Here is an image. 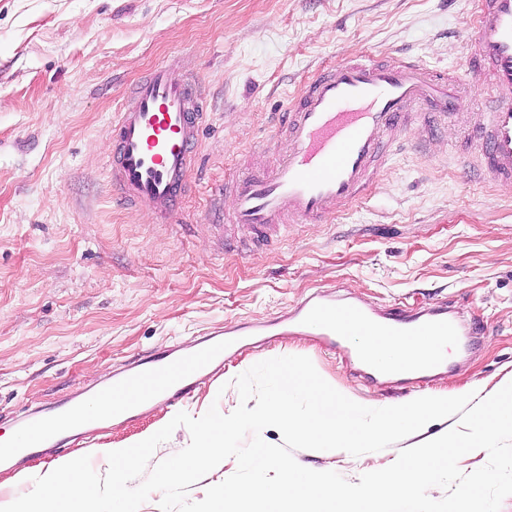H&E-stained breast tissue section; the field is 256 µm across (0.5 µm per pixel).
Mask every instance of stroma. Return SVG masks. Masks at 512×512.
I'll use <instances>...</instances> for the list:
<instances>
[{
	"mask_svg": "<svg viewBox=\"0 0 512 512\" xmlns=\"http://www.w3.org/2000/svg\"><path fill=\"white\" fill-rule=\"evenodd\" d=\"M478 0H0V435L36 410L89 400L136 358L198 342L225 323L260 326L315 291L370 309L450 307L480 333L443 372L362 382L309 335L230 352L180 405L102 421L54 456L0 464V502L32 476L149 433L178 412L234 411L230 384L257 362L302 355L375 406L429 392H494L512 380V192L467 176L447 138L431 155L394 149L369 195L327 224H294L238 257L213 195L275 167L279 113L318 69L362 55L465 67ZM204 83L208 122L176 224L121 208L107 182L108 128L130 86L159 62ZM401 440L350 459L295 451L350 482L391 465Z\"/></svg>",
	"mask_w": 512,
	"mask_h": 512,
	"instance_id": "35a3bbf8",
	"label": "stroma"
}]
</instances>
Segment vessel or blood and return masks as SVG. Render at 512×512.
Here are the masks:
<instances>
[{
  "label": "vessel or blood",
  "mask_w": 512,
  "mask_h": 512,
  "mask_svg": "<svg viewBox=\"0 0 512 512\" xmlns=\"http://www.w3.org/2000/svg\"><path fill=\"white\" fill-rule=\"evenodd\" d=\"M470 82L487 90V107L465 111L460 81L415 62H380L359 57L314 74L295 95L280 129L290 144L268 172L247 174L225 184L224 218L242 230L234 246L251 252L267 246L286 223L323 224L339 205L363 197L401 139L426 150L427 136L451 134L458 158L473 175L499 188H512V0H479L473 36L467 44ZM202 82L174 80L168 65L152 67L131 86L113 122L106 161L110 189L131 209L151 211L170 223L187 193L185 171L196 160L206 124ZM285 332L313 334L330 350H343L366 377L425 376L445 367V344L461 330L446 308L412 313L400 306L373 310L339 302L318 292L285 320ZM431 340L428 357L413 363H381L351 345L353 331ZM224 339H203L184 357L136 360L117 377L114 391L181 401L226 352L245 342L239 326Z\"/></svg>",
  "instance_id": "1"
}]
</instances>
